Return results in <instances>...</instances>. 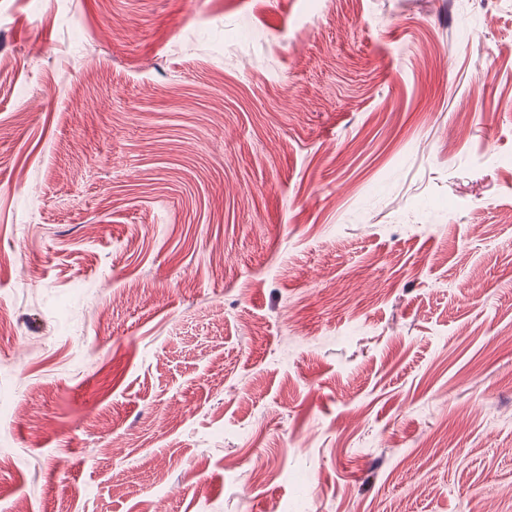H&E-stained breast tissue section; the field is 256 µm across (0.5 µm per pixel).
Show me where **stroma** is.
<instances>
[{"label":"stroma","mask_w":512,"mask_h":512,"mask_svg":"<svg viewBox=\"0 0 512 512\" xmlns=\"http://www.w3.org/2000/svg\"><path fill=\"white\" fill-rule=\"evenodd\" d=\"M448 1L0 0V512H512V0Z\"/></svg>","instance_id":"stroma-1"}]
</instances>
